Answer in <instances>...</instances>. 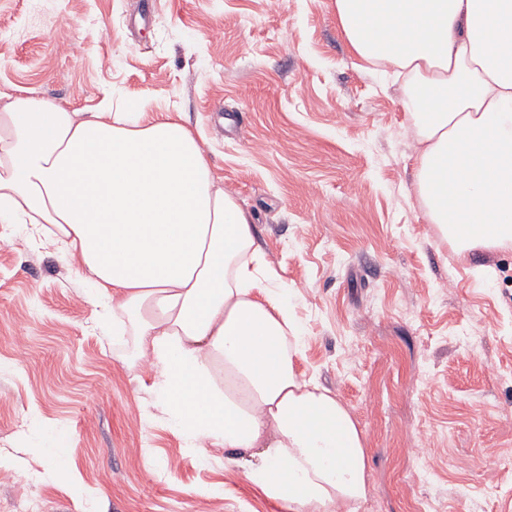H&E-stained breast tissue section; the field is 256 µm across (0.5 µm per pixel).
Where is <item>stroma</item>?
Here are the masks:
<instances>
[{
  "instance_id": "35a3bbf8",
  "label": "stroma",
  "mask_w": 512,
  "mask_h": 512,
  "mask_svg": "<svg viewBox=\"0 0 512 512\" xmlns=\"http://www.w3.org/2000/svg\"><path fill=\"white\" fill-rule=\"evenodd\" d=\"M0 0V105L105 97L181 121L253 217L306 328L296 366L366 440L378 512H512V248L456 256L412 191L403 78L363 68L334 0ZM104 338L75 267L0 223V501L45 512H284L232 451L185 448ZM68 439L66 465L41 451ZM432 438L422 458L401 450Z\"/></svg>"
}]
</instances>
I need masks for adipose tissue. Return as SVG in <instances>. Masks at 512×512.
<instances>
[{"mask_svg":"<svg viewBox=\"0 0 512 512\" xmlns=\"http://www.w3.org/2000/svg\"><path fill=\"white\" fill-rule=\"evenodd\" d=\"M352 51L424 90L413 191L460 251L512 246V0H335ZM0 222L79 264L90 302L131 337L186 447L235 451L288 512H359L362 433L295 369L292 293L193 133L167 115L52 101L0 106Z\"/></svg>","mask_w":512,"mask_h":512,"instance_id":"obj_1","label":"adipose tissue"}]
</instances>
